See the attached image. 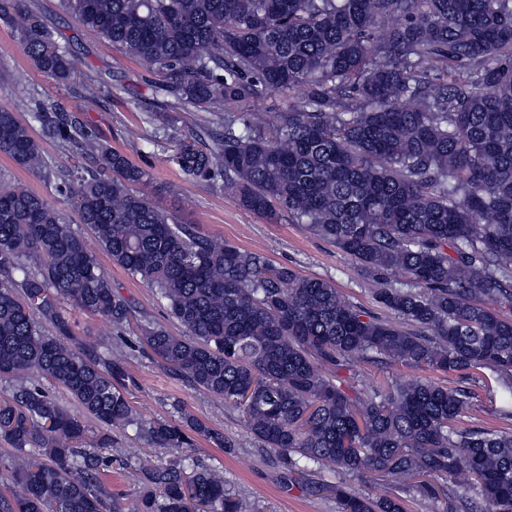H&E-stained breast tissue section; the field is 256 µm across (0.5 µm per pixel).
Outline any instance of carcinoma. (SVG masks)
<instances>
[{
  "instance_id": "carcinoma-1",
  "label": "carcinoma",
  "mask_w": 512,
  "mask_h": 512,
  "mask_svg": "<svg viewBox=\"0 0 512 512\" xmlns=\"http://www.w3.org/2000/svg\"><path fill=\"white\" fill-rule=\"evenodd\" d=\"M79 24L161 74L171 112L206 113L207 138L180 140L174 161L193 180L224 182L239 206L270 221L285 213L336 244L398 321L372 316L335 286L199 235L141 191L150 173L89 124L35 90L27 108L45 137L83 163L55 170L45 148L0 105V153L56 179L100 249L154 289L184 329L153 325L117 293L84 239L42 195L0 185V438L24 459L0 512H245L224 472L192 462L181 421L143 422L121 360L85 354L59 304L136 322L168 369L240 412L288 468L386 477L398 489L357 495L328 486L340 512H407L405 496L435 500L424 477L470 476L443 512H512V433L461 428L471 394L424 378L368 391L343 386L354 356L450 373L489 369L512 401V0H61ZM36 68L68 76L53 28L26 0H0ZM288 103L266 131L255 112ZM55 334H41L35 316ZM35 372L105 426L129 427L191 461L156 463L131 511L101 476L110 439L57 403Z\"/></svg>"
}]
</instances>
